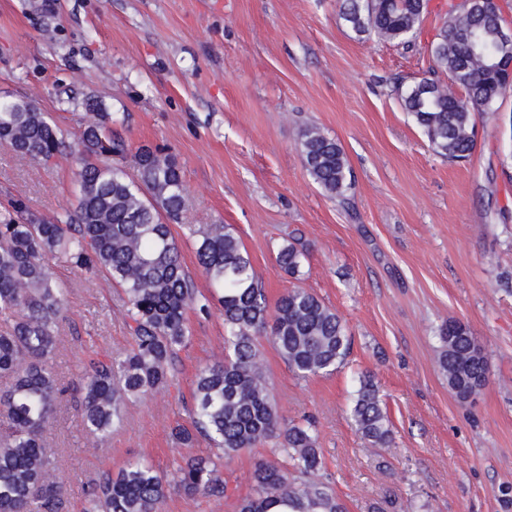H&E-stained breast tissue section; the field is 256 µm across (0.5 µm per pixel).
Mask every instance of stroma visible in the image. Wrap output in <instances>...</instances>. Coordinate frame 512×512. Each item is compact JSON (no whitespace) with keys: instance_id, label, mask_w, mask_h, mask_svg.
<instances>
[{"instance_id":"obj_1","label":"stroma","mask_w":512,"mask_h":512,"mask_svg":"<svg viewBox=\"0 0 512 512\" xmlns=\"http://www.w3.org/2000/svg\"><path fill=\"white\" fill-rule=\"evenodd\" d=\"M408 46L357 35L340 0H0V98L34 100L65 134L81 102L101 99L124 117L122 136L175 156L186 188L173 224L186 270L202 294L193 232L234 228L269 302L289 282L278 246L308 249L300 287L342 318L353 344L335 371L301 378L268 340L260 357L288 419H311L336 495L348 512H512V95L477 116L470 160L438 156L404 112L394 81L428 76L433 15ZM312 124L343 147L354 176L349 206L305 170L301 130ZM75 167L40 163L0 143V210L22 200L53 220L76 205ZM46 263L64 288L53 363L65 394L48 431L66 512H83L105 472L143 459L172 474L189 454L172 428L187 422L196 375L224 346L218 309L189 312V342L172 385L128 405L105 446L75 405L83 365L124 351L125 296L102 275ZM464 323L484 349L488 381L459 401L436 363L437 329ZM369 374L391 441L372 447L351 408ZM265 443L222 463L226 496L170 493L163 512H237Z\"/></svg>"}]
</instances>
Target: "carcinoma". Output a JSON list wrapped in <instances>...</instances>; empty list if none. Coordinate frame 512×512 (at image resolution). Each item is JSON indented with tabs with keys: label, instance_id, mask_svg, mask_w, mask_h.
<instances>
[{
	"label": "carcinoma",
	"instance_id": "cac0c4a2",
	"mask_svg": "<svg viewBox=\"0 0 512 512\" xmlns=\"http://www.w3.org/2000/svg\"><path fill=\"white\" fill-rule=\"evenodd\" d=\"M428 13V0H342L340 18L358 35L410 44ZM436 67L450 82L422 78L398 83L401 106L430 146L450 162L467 160L476 146L475 115L496 112L512 92V73L492 62L512 57L497 23L478 10L448 5L431 42ZM85 120L71 143L45 112L25 100L0 103V143L48 163L76 160L74 209L53 221L18 219L11 204L0 216V512H64V482L47 450L49 428L60 394L52 358L64 289L45 258L61 256L75 270L102 273L126 296L130 349L91 360L82 371L77 412L84 427L105 444L130 402L167 389L178 352L188 340L186 314L209 313L216 301L224 317V352L196 375L189 423L172 429L191 447L198 437L212 442L229 461L268 441L278 458L252 471V493L238 512H346L322 471L317 435L309 422L286 421L267 385L257 348L266 337L300 377L336 369L350 350L339 315L304 288H288L270 306L241 240L228 224L197 231L198 266L213 288L198 294L186 272L170 222L185 207V184L177 161L149 146L131 148L112 125L119 118L102 101L83 99ZM304 167L315 184L342 203L353 188L343 147L316 126L301 132ZM133 157L135 175L126 170ZM307 248L291 237L276 263L298 278ZM438 364L455 396L465 401L487 376L483 349L456 320L438 329ZM357 431L376 447L391 429L370 376L359 379L351 410ZM188 499L223 496L227 485L209 456L183 459L171 477L152 465L129 460L117 474L105 473L89 492L85 512H160L171 490Z\"/></svg>",
	"mask_w": 512,
	"mask_h": 512
}]
</instances>
